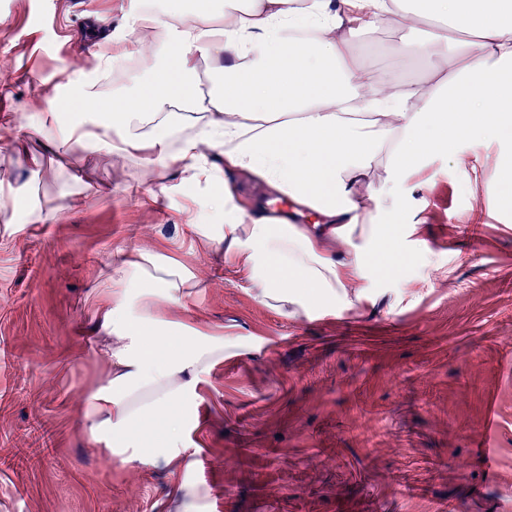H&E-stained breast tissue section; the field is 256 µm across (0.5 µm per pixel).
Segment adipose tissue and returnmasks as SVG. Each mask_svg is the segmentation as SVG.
Segmentation results:
<instances>
[{"mask_svg":"<svg viewBox=\"0 0 512 512\" xmlns=\"http://www.w3.org/2000/svg\"><path fill=\"white\" fill-rule=\"evenodd\" d=\"M384 28L398 39L377 74L359 45ZM129 31L131 50L106 58L127 74L119 93L105 95L96 73L76 79L34 103L29 130L50 136L75 170L97 154L141 183L174 173L170 191L203 201L186 210L188 231L283 316L331 312L373 280L404 278L402 186L433 157L492 146L484 164L509 185L500 203L512 210V0H201L191 13L143 2ZM408 62L419 69L412 80ZM231 173L310 208L316 223L275 224L262 206L239 205ZM199 285L180 263L140 250L112 271L114 374L86 416L92 441L122 460L184 451L196 379L225 341L156 309ZM133 286L142 293L131 307Z\"/></svg>","mask_w":512,"mask_h":512,"instance_id":"1","label":"adipose tissue"}]
</instances>
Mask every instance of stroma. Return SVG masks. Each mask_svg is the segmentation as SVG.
<instances>
[{"label":"stroma","mask_w":512,"mask_h":512,"mask_svg":"<svg viewBox=\"0 0 512 512\" xmlns=\"http://www.w3.org/2000/svg\"><path fill=\"white\" fill-rule=\"evenodd\" d=\"M134 2L0 0V185L47 217L0 223V448L43 451L0 459V512H177L185 481L199 512H512V211L487 146L405 185L406 281L282 317L186 232V196L128 186L105 157L87 162L104 189L91 196L39 136L16 143L36 98L97 67L82 48L95 18L125 34ZM132 248L203 282L166 320L228 342L197 384L185 457L166 463L121 461L87 432V399L112 376V264ZM490 414L487 469L475 443Z\"/></svg>","instance_id":"stroma-1"}]
</instances>
